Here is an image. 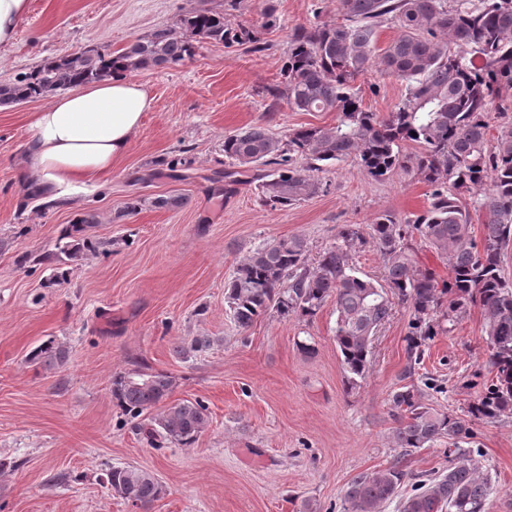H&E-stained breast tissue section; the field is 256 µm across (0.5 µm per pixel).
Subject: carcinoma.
Masks as SVG:
<instances>
[{"label": "carcinoma", "mask_w": 512, "mask_h": 512, "mask_svg": "<svg viewBox=\"0 0 512 512\" xmlns=\"http://www.w3.org/2000/svg\"><path fill=\"white\" fill-rule=\"evenodd\" d=\"M345 22L299 27L288 43L282 68L288 105L298 112H334L332 126L301 127L284 148L262 126L224 137V192L241 184L236 167L270 165L258 188L273 209H286L323 189L316 173L354 159L381 181L410 162L430 187L428 204L405 218L384 212L369 235L357 224H343L336 242L314 267L306 264L301 236L272 239L255 248L237 267L225 288L229 312L242 329L274 308L282 315L311 316L332 300L336 313L334 340L349 384L365 379L374 335L392 315L394 301L411 308L402 378L415 375L424 347L449 332L457 320L478 309L494 376L471 402L464 416L439 412L422 402L421 392L402 386L391 402L400 415L398 448H430L448 440V473L419 481L403 502V512H486L491 478L461 447L473 438L471 425L490 422L512 411V283L501 274L503 251L512 244V121L489 136V117L504 88H512V0H341ZM400 34L377 53V30L386 17ZM233 37L260 52L258 40L243 29H224V13L201 8L178 23L138 38L118 50L95 48L44 61L0 83V104H18L90 83L114 73L177 64L191 56L194 43ZM378 67L405 83L396 109L381 117L361 106L353 82ZM424 151L406 157L403 141ZM297 154L304 164H293ZM483 217L482 237L470 230L472 216ZM97 223L85 214L68 225L60 252L81 258L83 232ZM428 243L448 261V279L416 266L409 238ZM373 244L383 263L381 285L359 275L353 255ZM68 359L63 346L48 340L28 360L61 368ZM112 399L129 417L167 399L173 378L164 372L112 375ZM209 421L200 400H182L143 417L135 431L153 448L168 443L193 444ZM407 478L400 463L355 476L344 494V512H379L398 494ZM110 490L147 509L162 485L154 473L134 466H114L106 474Z\"/></svg>", "instance_id": "carcinoma-1"}]
</instances>
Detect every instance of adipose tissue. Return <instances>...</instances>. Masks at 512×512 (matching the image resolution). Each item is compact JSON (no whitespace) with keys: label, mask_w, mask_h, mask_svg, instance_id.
I'll use <instances>...</instances> for the list:
<instances>
[{"label":"adipose tissue","mask_w":512,"mask_h":512,"mask_svg":"<svg viewBox=\"0 0 512 512\" xmlns=\"http://www.w3.org/2000/svg\"><path fill=\"white\" fill-rule=\"evenodd\" d=\"M153 106L142 85L107 77L57 96L32 113L28 163L37 183L58 189L111 172Z\"/></svg>","instance_id":"obj_1"}]
</instances>
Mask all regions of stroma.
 Listing matches in <instances>:
<instances>
[{
  "label": "stroma",
  "instance_id": "obj_1",
  "mask_svg": "<svg viewBox=\"0 0 512 512\" xmlns=\"http://www.w3.org/2000/svg\"><path fill=\"white\" fill-rule=\"evenodd\" d=\"M211 7L229 32L252 31L262 51L206 40L181 63L132 73L153 107L127 155L84 189L53 201L31 186L25 145L44 99L0 108V512H137L105 481L115 466L159 478L164 493L149 512H342L359 473L398 461L413 477L448 471L442 445L406 452L392 442L408 305L395 304L369 375L351 388L332 303L305 317L271 309L243 331L224 302L237 266L264 242L302 236L312 266L339 225L365 228L380 213L405 217L427 204L415 169L376 181L349 160L321 172L324 193L284 210L262 201L255 168L224 191L226 135L261 125L284 142L295 129L335 123V113L294 111L270 90L283 84L293 30L342 21L340 0H29L15 41L0 46V82L84 49L119 50ZM354 85L364 109L382 117L405 92L377 68ZM169 195L188 203L153 206ZM132 196L144 204L129 214ZM86 213L97 218L87 231L95 249L51 283L60 238ZM195 338L209 347L173 353L174 342ZM50 339L69 352L63 368L27 359ZM119 371L167 372L170 401L203 400L209 422L196 442L149 447L112 400ZM492 375L473 310L428 343L413 382L438 379L443 392L425 391V402L460 414ZM473 429L475 461L493 482L486 512H512V415Z\"/></svg>",
  "mask_w": 512,
  "mask_h": 512
}]
</instances>
